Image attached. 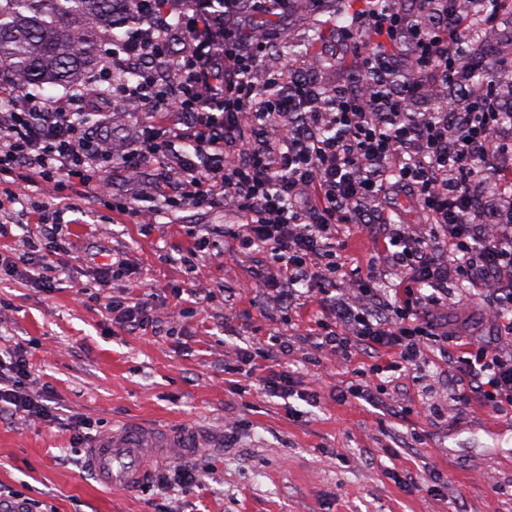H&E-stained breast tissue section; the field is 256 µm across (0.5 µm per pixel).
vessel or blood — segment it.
<instances>
[{
    "mask_svg": "<svg viewBox=\"0 0 512 512\" xmlns=\"http://www.w3.org/2000/svg\"><path fill=\"white\" fill-rule=\"evenodd\" d=\"M223 445V433L206 431L192 424L164 426L128 421L113 427L111 433L91 439L86 462L96 481L129 490L147 479L144 458L153 450L180 448L193 452Z\"/></svg>",
    "mask_w": 512,
    "mask_h": 512,
    "instance_id": "b4317fda",
    "label": "vessel or blood"
}]
</instances>
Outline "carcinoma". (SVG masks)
Here are the masks:
<instances>
[{
  "label": "carcinoma",
  "mask_w": 512,
  "mask_h": 512,
  "mask_svg": "<svg viewBox=\"0 0 512 512\" xmlns=\"http://www.w3.org/2000/svg\"><path fill=\"white\" fill-rule=\"evenodd\" d=\"M142 0H0V83H72L96 63L100 33L140 17Z\"/></svg>",
  "instance_id": "1"
}]
</instances>
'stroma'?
I'll return each instance as SVG.
<instances>
[{"label":"stroma","instance_id":"1","mask_svg":"<svg viewBox=\"0 0 512 512\" xmlns=\"http://www.w3.org/2000/svg\"><path fill=\"white\" fill-rule=\"evenodd\" d=\"M193 3L172 0V30L157 74H167L187 44ZM353 9V0H288L240 51L258 56L273 77L289 62L319 90L346 89L355 56L336 24ZM285 41L299 44L302 56L285 60ZM186 123L181 112L129 108L113 115L112 139L128 141L144 124ZM167 175L161 158L136 168L117 163L108 173L114 197L130 201ZM12 189L14 211L34 201L65 208L69 247L53 257V291L0 277V348L27 350L56 414L50 422L0 416V487L40 501L39 512H160L163 503L169 512H512V417L455 405L451 391L468 379L454 371L440 343L426 349L421 378L383 373L380 400L371 406L341 392L354 369L384 363V356L361 352L346 361L316 354L307 337L316 307L273 305L258 285L255 273L270 264L269 252H237L228 238L224 253H194L197 271L188 272L182 262L192 253L188 226L236 228L243 218L235 207L163 208L142 225L89 192L69 210L68 189L20 180ZM343 238L342 282L348 285L365 277L374 243L357 229ZM116 251L126 253L135 272L115 279L114 289L135 296L141 283L153 284L161 314L187 310L178 334L125 330L102 302L78 294ZM194 282L212 292L210 301L187 294ZM177 288L182 296H174ZM270 336L290 340L286 368L298 391L317 392L316 405L299 400L289 413L259 381L225 373V360L237 350ZM75 415L90 417L96 436L126 419L161 420L223 431L224 445L208 449L199 486L164 497L141 487L114 490L84 469L86 452L68 428ZM439 479L445 486L436 497L431 487Z\"/></svg>","mask_w":512,"mask_h":512}]
</instances>
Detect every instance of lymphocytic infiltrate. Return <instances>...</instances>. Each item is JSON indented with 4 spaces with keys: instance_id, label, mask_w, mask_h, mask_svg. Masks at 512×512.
I'll use <instances>...</instances> for the list:
<instances>
[{
    "instance_id": "lymphocytic-infiltrate-1",
    "label": "lymphocytic infiltrate",
    "mask_w": 512,
    "mask_h": 512,
    "mask_svg": "<svg viewBox=\"0 0 512 512\" xmlns=\"http://www.w3.org/2000/svg\"><path fill=\"white\" fill-rule=\"evenodd\" d=\"M356 2L341 30L356 45L359 73L332 95L297 75L280 82L260 59L238 54L234 32H218L205 0L189 25L192 48L172 64L180 91L140 73L165 53L160 27L128 39L98 68L106 81L126 74L119 105L178 109L190 122L169 131L143 128L122 148L112 143L110 112L97 128L85 126L92 104L85 86L49 102L0 85V175L19 170L33 186L68 182L104 197L114 161L136 167L169 157L177 186L162 194L161 206L236 207L244 218L233 234L239 249L259 247L275 261L256 273L270 300L283 306L302 293L320 308L311 332L316 351L348 360L360 350L383 349L387 364L356 370L346 384L350 396L376 404L374 376L419 370L425 348L439 341L469 378L455 401L503 412L512 407V352L449 331L446 312L449 283H469L501 335L512 337V220L499 221L512 217V170L499 163L512 152V116L499 97L502 83L512 80V58L479 57L490 80L474 85L466 39L471 27L497 26L502 7L499 0H414L399 11L391 0ZM215 68L223 70V82L211 80ZM213 104L221 113L210 112ZM245 127L265 132L263 144L236 147ZM176 139L193 157L172 151ZM392 191L413 196L425 223L393 220L384 208ZM32 211L44 249L19 264L0 256V271L49 291L50 257L62 247L61 215L43 202ZM378 222L384 237L366 278L338 292L341 227L368 232ZM382 265L398 273L390 298L372 284ZM107 308L122 326L157 332L164 324L146 300L113 295ZM34 382L23 349L0 357V414L52 419L47 391Z\"/></svg>"
}]
</instances>
